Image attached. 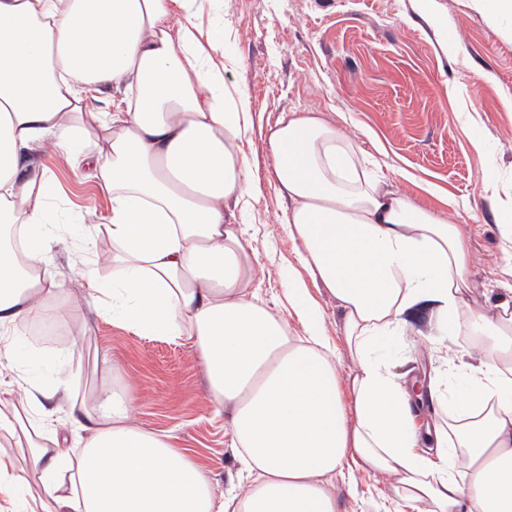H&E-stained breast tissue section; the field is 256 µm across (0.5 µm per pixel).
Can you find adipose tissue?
Returning a JSON list of instances; mask_svg holds the SVG:
<instances>
[{"mask_svg":"<svg viewBox=\"0 0 512 512\" xmlns=\"http://www.w3.org/2000/svg\"><path fill=\"white\" fill-rule=\"evenodd\" d=\"M196 0H0V363L20 358L14 329L69 323L83 302L141 336L193 349L214 402L230 413L237 484L224 490L168 434L132 422V396L102 376L73 399L66 383L17 400L0 388V446L25 449L27 479L0 455V494L18 512H339L347 461L391 476L394 512H512V305L492 313L468 297L469 240L377 177L358 172L355 148L312 112H284L266 131L286 229L301 263L343 311L357 367L345 405L336 347L303 281L282 276L304 326L260 297L241 142L248 96L228 88L195 21ZM111 88L112 111L95 100ZM54 147L86 166L109 197L103 224L55 228L51 176L35 160ZM112 240V278L90 255ZM80 237V291L49 266L54 240ZM451 342L465 384L428 392L448 402L420 456L414 401L399 375L372 358L419 311ZM80 412L78 457L55 411Z\"/></svg>","mask_w":512,"mask_h":512,"instance_id":"1","label":"adipose tissue"}]
</instances>
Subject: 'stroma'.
I'll return each mask as SVG.
<instances>
[{"label": "stroma", "mask_w": 512, "mask_h": 512, "mask_svg": "<svg viewBox=\"0 0 512 512\" xmlns=\"http://www.w3.org/2000/svg\"><path fill=\"white\" fill-rule=\"evenodd\" d=\"M435 22L415 0H199L204 33L223 34L235 58L224 73L243 88L253 111L244 141L255 181L243 216L255 231L261 294L294 331L302 326L283 296L281 271L293 268L342 344V312L312 284L297 246L279 226L285 202L268 156L265 131L284 112H318L376 159L377 176L470 239L468 276L474 308L512 303V18L489 19L474 0H434ZM38 161L57 187V220L95 224L109 201L52 148ZM89 331L80 341L22 340V360L0 370V385L25 398L52 381L57 362L70 388L85 394L96 370L114 374L132 395L143 430L176 437L212 481L235 472L229 418L211 398L196 354L168 339L140 336L82 308ZM407 387L426 392L452 366L413 330L394 336L386 353ZM389 475L347 463L336 480L340 512H393Z\"/></svg>", "instance_id": "obj_1"}]
</instances>
